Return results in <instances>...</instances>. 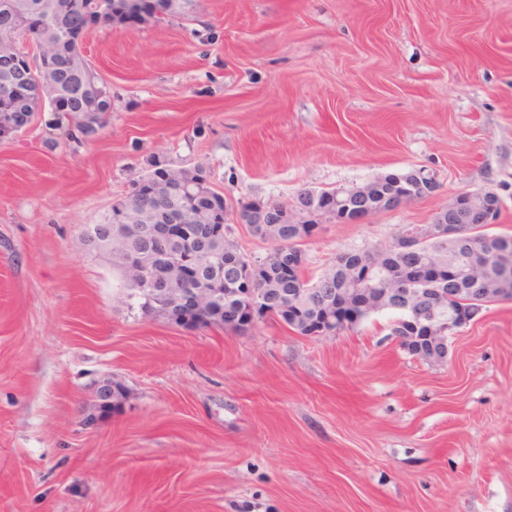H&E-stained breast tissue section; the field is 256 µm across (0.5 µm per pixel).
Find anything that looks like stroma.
Instances as JSON below:
<instances>
[{
	"mask_svg": "<svg viewBox=\"0 0 512 512\" xmlns=\"http://www.w3.org/2000/svg\"><path fill=\"white\" fill-rule=\"evenodd\" d=\"M83 47L112 89L99 138L0 139V512H512V300L430 363L385 312L336 336L142 314L81 240L153 153L231 203L435 174L322 225L310 275L463 189L512 232V0H189ZM103 380L125 394L100 413Z\"/></svg>",
	"mask_w": 512,
	"mask_h": 512,
	"instance_id": "1",
	"label": "stroma"
}]
</instances>
